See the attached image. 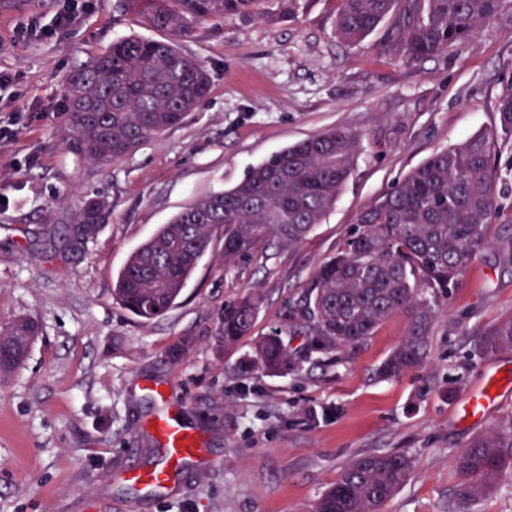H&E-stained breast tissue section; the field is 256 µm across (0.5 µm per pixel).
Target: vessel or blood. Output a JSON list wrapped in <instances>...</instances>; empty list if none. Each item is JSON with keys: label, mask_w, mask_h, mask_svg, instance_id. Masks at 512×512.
Returning <instances> with one entry per match:
<instances>
[{"label": "vessel or blood", "mask_w": 512, "mask_h": 512, "mask_svg": "<svg viewBox=\"0 0 512 512\" xmlns=\"http://www.w3.org/2000/svg\"><path fill=\"white\" fill-rule=\"evenodd\" d=\"M495 400V392L489 390L479 394L467 393L463 399L465 417L474 422L480 421L492 409ZM152 429L155 437L166 448L168 460L165 465L154 470L131 472L129 478L148 492L159 493L168 489L173 475L187 459L201 453L202 445L192 432L166 412L154 419Z\"/></svg>", "instance_id": "b4317fda"}]
</instances>
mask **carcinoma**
<instances>
[{
    "instance_id": "cac0c4a2",
    "label": "carcinoma",
    "mask_w": 512,
    "mask_h": 512,
    "mask_svg": "<svg viewBox=\"0 0 512 512\" xmlns=\"http://www.w3.org/2000/svg\"><path fill=\"white\" fill-rule=\"evenodd\" d=\"M136 6L166 40L117 39L69 78L73 138L80 158L116 161L180 126L209 93L204 65L183 53L178 41L196 25L247 14L259 0H122ZM336 37L356 43L391 13L398 0H339ZM417 19L402 21V48L409 60L446 52L473 37L500 12L501 0H418ZM498 124L431 154L375 205L357 216L342 247L315 273L280 314L278 326L258 339L239 373L294 372L315 354L339 353L369 340L402 310L410 313L406 335L380 364L392 379L423 364L430 331L449 285L488 244L497 223L502 175L495 165L500 142L512 139V87L496 102ZM360 135L335 128L273 153L232 187L196 199L139 245L118 272L112 295L143 323L162 319L177 303L215 238L224 241L220 270L271 246L295 248L336 205L352 176ZM102 195L87 198L65 228L75 248L95 239L110 216ZM260 311L253 294L227 300L218 336L231 347L251 335ZM41 334L31 317L0 323V377L26 361ZM474 349L487 356L512 348V317L474 329ZM286 336H302L301 357L288 353ZM414 468L400 452L363 455L350 462L320 497L315 512H381ZM466 494L512 475V415L474 437L458 461Z\"/></svg>"
}]
</instances>
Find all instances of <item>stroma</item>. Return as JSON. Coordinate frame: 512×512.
<instances>
[{
	"label": "stroma",
	"mask_w": 512,
	"mask_h": 512,
	"mask_svg": "<svg viewBox=\"0 0 512 512\" xmlns=\"http://www.w3.org/2000/svg\"><path fill=\"white\" fill-rule=\"evenodd\" d=\"M261 0L260 16L198 25L180 41L210 77L184 123L108 165L68 147L62 101L70 75L113 40L161 38L118 0H94L48 41L18 40L19 23L51 24L56 0H0V322L30 316L42 334L24 365L0 380V512H311L358 456L399 451L415 466L383 512H512V480L461 501L458 459L470 440L512 414V387L479 424L462 420L465 394L512 374V350L474 354L471 332L512 317V145L503 214L489 244L448 290L424 364L393 380L376 370L405 336L401 312L366 343L323 355L296 373L242 378L240 361L275 327L283 307L374 205L433 152L496 125L495 102L512 76V0L449 51L406 61L396 15L361 42L335 33L337 0ZM361 137L358 164L335 207L299 247L271 248L230 272L214 240L167 316L143 324L112 296L127 256L194 200L230 188L271 154L325 130ZM112 217L84 251L59 234L91 195ZM253 293L262 307L251 336L217 337L226 299ZM188 352H181L182 343ZM162 384L205 446L169 489L148 497L126 479L161 465L148 421Z\"/></svg>",
	"instance_id": "stroma-1"
}]
</instances>
